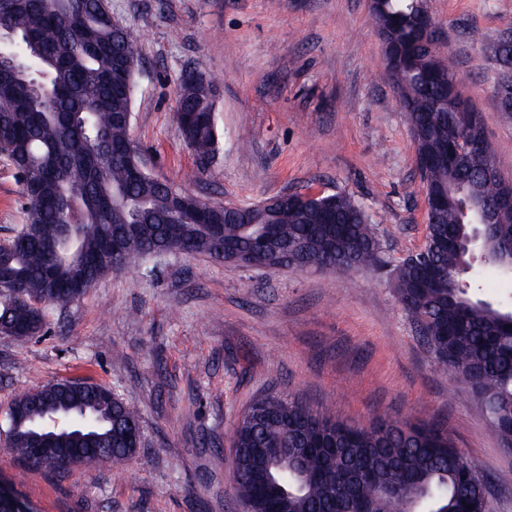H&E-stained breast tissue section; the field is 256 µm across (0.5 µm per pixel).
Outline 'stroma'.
<instances>
[{
  "label": "stroma",
  "instance_id": "stroma-1",
  "mask_svg": "<svg viewBox=\"0 0 512 512\" xmlns=\"http://www.w3.org/2000/svg\"><path fill=\"white\" fill-rule=\"evenodd\" d=\"M440 52L479 110L512 180V121L497 109L485 43L512 30V0H427ZM139 62L130 135L147 169L220 202L307 187L355 196L398 263L426 241L424 183L385 73L368 0H110ZM213 80L219 131L199 166L174 119L186 72ZM24 222L0 159V240ZM86 378L140 411L141 446L111 465L23 469L0 434V483L21 477L34 512H239L225 461L252 398L293 394L336 420L426 423L488 482V512H512V452L467 389L437 372L383 271L267 270L168 253L132 263L50 311L39 336L0 339V422L21 392Z\"/></svg>",
  "mask_w": 512,
  "mask_h": 512
}]
</instances>
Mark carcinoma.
Returning <instances> with one entry per match:
<instances>
[{
  "mask_svg": "<svg viewBox=\"0 0 512 512\" xmlns=\"http://www.w3.org/2000/svg\"><path fill=\"white\" fill-rule=\"evenodd\" d=\"M105 0H0L14 44L42 75L43 86L21 72L0 70V148L15 169L25 199L24 224L0 243V335L22 341L40 331L46 312L75 299L64 285L80 277L86 288L181 243L192 255L224 260V245L240 248L260 224L279 234L285 266L323 273L360 267L388 269L405 314L418 328L437 368L472 395L499 444L512 448V310L471 296L461 276L480 262L484 273L512 272V220L500 223L478 253L462 248L474 225L463 223L470 188L486 202L498 184L479 170L460 172L445 160L422 179L458 193L448 207L428 217L422 250L389 266L379 231L364 206L344 192L309 198L304 204L260 208L237 205L222 217L209 198L160 181L145 171L131 175L136 146L117 121L130 99L112 89V72L138 61L137 43L112 23ZM420 0H379L371 11L390 59L388 78L402 91L417 156H434L465 135L467 126L448 111L453 62L422 44ZM487 52L497 71L499 111L512 118V45L496 37ZM175 118L186 143L202 161L214 157L218 131L213 82L186 84ZM336 214V230L315 225L322 210ZM78 225L74 252L50 261L45 244L61 222ZM136 224L116 258L101 255L112 225ZM101 384L87 379L56 381L28 393L26 420L0 425L9 449L28 468L63 469L72 449L73 466L95 470L129 460L123 425L139 420L125 402L99 398ZM91 414L96 443L71 441L57 459L29 460L36 429L53 416ZM242 467L237 496L257 512H460L463 503L485 509L474 463L440 430L428 424L381 419L371 430L320 414L291 396L255 398L235 426ZM316 446L277 470L270 448Z\"/></svg>",
  "mask_w": 512,
  "mask_h": 512,
  "instance_id": "1",
  "label": "carcinoma"
}]
</instances>
